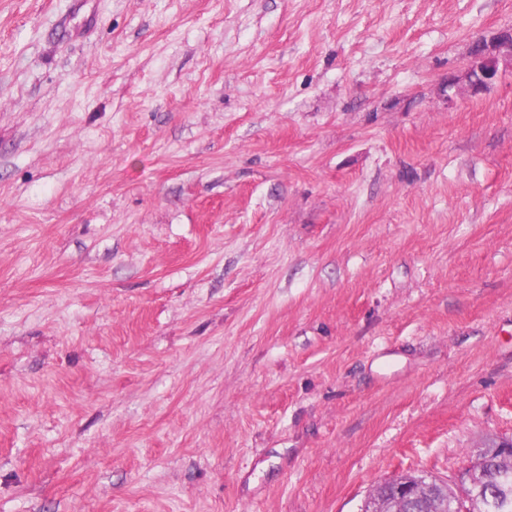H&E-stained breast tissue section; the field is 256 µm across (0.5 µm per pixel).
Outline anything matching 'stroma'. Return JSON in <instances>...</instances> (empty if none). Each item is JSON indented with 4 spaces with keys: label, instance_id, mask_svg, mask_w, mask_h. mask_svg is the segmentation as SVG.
Segmentation results:
<instances>
[{
    "label": "stroma",
    "instance_id": "35a3bbf8",
    "mask_svg": "<svg viewBox=\"0 0 512 512\" xmlns=\"http://www.w3.org/2000/svg\"><path fill=\"white\" fill-rule=\"evenodd\" d=\"M512 0H0V512H362L512 438ZM484 44V52L479 56H473L472 63L468 66L465 73V78L472 92L477 95L485 92L495 82L498 77L500 70V61L494 55H491L489 48L486 43ZM480 68H483L485 74L483 75ZM478 71L482 77L481 81H478L474 75V72Z\"/></svg>",
    "mask_w": 512,
    "mask_h": 512
}]
</instances>
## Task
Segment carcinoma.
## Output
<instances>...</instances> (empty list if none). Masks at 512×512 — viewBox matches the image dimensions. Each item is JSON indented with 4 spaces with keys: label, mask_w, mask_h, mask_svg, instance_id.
<instances>
[{
    "label": "carcinoma",
    "mask_w": 512,
    "mask_h": 512,
    "mask_svg": "<svg viewBox=\"0 0 512 512\" xmlns=\"http://www.w3.org/2000/svg\"><path fill=\"white\" fill-rule=\"evenodd\" d=\"M503 454L504 450L496 443L477 449V464L473 469L482 471L477 482L471 484L463 479L458 493L443 485L434 498L419 488L407 496L403 509L407 512H454L457 499L463 494L469 502L483 505L487 512H512V466L504 462Z\"/></svg>",
    "instance_id": "obj_1"
}]
</instances>
